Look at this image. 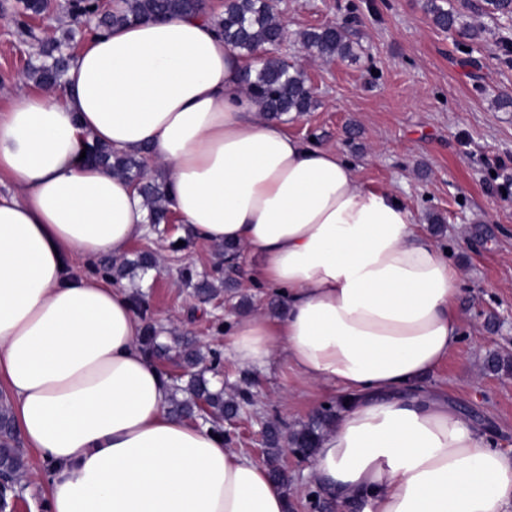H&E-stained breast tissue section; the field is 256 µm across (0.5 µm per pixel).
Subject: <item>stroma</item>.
<instances>
[{
    "label": "stroma",
    "instance_id": "1",
    "mask_svg": "<svg viewBox=\"0 0 512 512\" xmlns=\"http://www.w3.org/2000/svg\"><path fill=\"white\" fill-rule=\"evenodd\" d=\"M462 15L455 31L442 30L426 0H278L288 22L280 49L304 72L315 106L289 117V133L314 139L361 167L364 186L390 189L420 223L443 219L436 235L464 272L458 347L424 385L441 390L461 416L504 449L512 448V20L485 14L481 0H444ZM16 0H0V111L18 90L17 79L36 61L19 43L10 18ZM342 28L353 57L322 60L300 41L303 31ZM480 29L472 37L470 29ZM147 292L157 320L223 350L210 314L188 319L193 300L174 266L163 268ZM250 376L256 410L285 426L307 422L321 405L337 401L330 385L300 383L285 359L244 373L224 362V389Z\"/></svg>",
    "mask_w": 512,
    "mask_h": 512
}]
</instances>
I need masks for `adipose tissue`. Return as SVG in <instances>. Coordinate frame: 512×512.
Returning <instances> with one entry per match:
<instances>
[{"mask_svg": "<svg viewBox=\"0 0 512 512\" xmlns=\"http://www.w3.org/2000/svg\"><path fill=\"white\" fill-rule=\"evenodd\" d=\"M243 58L205 16L89 36L63 88L0 113V389L50 470L47 512H288L264 464L169 411L130 293L77 261L145 236L134 185L87 144L150 148L198 240L239 244L285 315L227 324L243 368L285 357L347 404L313 488L361 512H512V452L422 390L463 336L459 267L396 193L289 135L245 95Z\"/></svg>", "mask_w": 512, "mask_h": 512, "instance_id": "adipose-tissue-1", "label": "adipose tissue"}]
</instances>
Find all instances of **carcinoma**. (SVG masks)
<instances>
[{
  "label": "carcinoma",
  "instance_id": "carcinoma-1",
  "mask_svg": "<svg viewBox=\"0 0 512 512\" xmlns=\"http://www.w3.org/2000/svg\"><path fill=\"white\" fill-rule=\"evenodd\" d=\"M47 0H19L11 21L22 43L36 39L30 19L42 14ZM428 11L434 22L445 30L457 27L460 13L446 9L438 0H427ZM67 14L76 27L62 30L60 36L39 41L38 63L29 64L24 75L36 86L58 89L65 83L73 55L70 53L76 37L84 36L81 27L93 25L107 30L135 22H146L175 14L206 15V0H114L104 7L100 0H67ZM224 43L232 50L251 55L263 52L258 68L246 71L244 87L247 96L263 111V116L280 119L288 114L297 116L310 111L313 95L304 72L288 64L275 54V49L286 36L275 0H224V11L211 17ZM302 42L311 54L320 58H349L354 46L345 31L335 26L305 31ZM87 158L109 169L113 174L133 183L149 209L150 227L162 231L170 224L173 212L168 207V184L164 177H152L146 172V158L150 148L138 154L119 153L103 144H89ZM216 263L209 271H198L190 266L179 270L183 284L192 289L194 297L207 303L224 296L240 310L250 306V300L236 292V280L228 269L234 265L241 248L234 244L214 245ZM160 273L156 251L148 244L132 257L102 258L95 265V273L118 284L127 277L143 276L147 272ZM131 301L144 321V330L138 343L146 357L166 377L172 387L170 411L180 417L202 421L224 433L227 443H233L232 433L224 429V417L240 412L253 402L249 386H239L233 394L224 392L206 377L221 374L222 357L217 350H205L191 336L165 331L147 317V294L139 288L131 292ZM343 402L321 408L309 421L296 428L284 429L279 421L265 423L263 446L265 465L269 475L282 487L290 486L288 471L279 464L283 444L304 457L311 456L324 433L336 424ZM28 472V460L22 439L15 427L14 415L7 396L0 397V512H14L15 499L23 487Z\"/></svg>",
  "mask_w": 512,
  "mask_h": 512
}]
</instances>
